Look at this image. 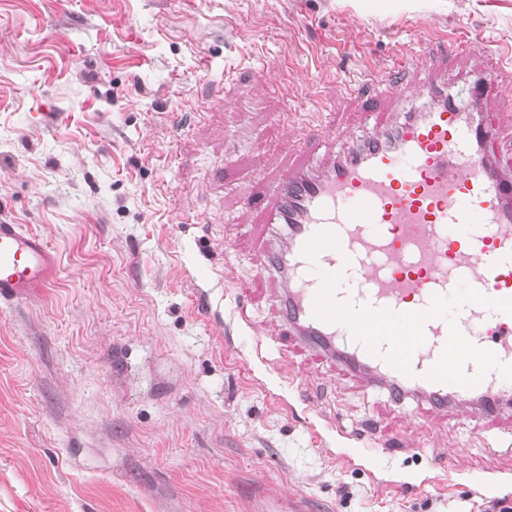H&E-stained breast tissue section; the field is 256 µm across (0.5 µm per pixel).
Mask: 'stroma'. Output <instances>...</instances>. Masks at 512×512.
Instances as JSON below:
<instances>
[{"mask_svg": "<svg viewBox=\"0 0 512 512\" xmlns=\"http://www.w3.org/2000/svg\"><path fill=\"white\" fill-rule=\"evenodd\" d=\"M467 31L512 44V0H0V221L57 260L0 305V512H256L260 487L290 512H512L484 489L512 474L508 419L255 350L278 277L246 197L329 163L308 124L364 130L347 85Z\"/></svg>", "mask_w": 512, "mask_h": 512, "instance_id": "1", "label": "stroma"}]
</instances>
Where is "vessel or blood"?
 <instances>
[{"label": "vessel or blood", "mask_w": 512, "mask_h": 512, "mask_svg": "<svg viewBox=\"0 0 512 512\" xmlns=\"http://www.w3.org/2000/svg\"><path fill=\"white\" fill-rule=\"evenodd\" d=\"M489 57L464 101H441L316 171L290 169L248 195L286 234L267 252L285 281L288 344L436 407L495 421L512 407V173L494 165L499 127L483 106L512 87V46L464 38ZM376 82L385 100L407 86ZM55 259L21 224L0 222V303L48 287Z\"/></svg>", "instance_id": "vessel-or-blood-1"}]
</instances>
